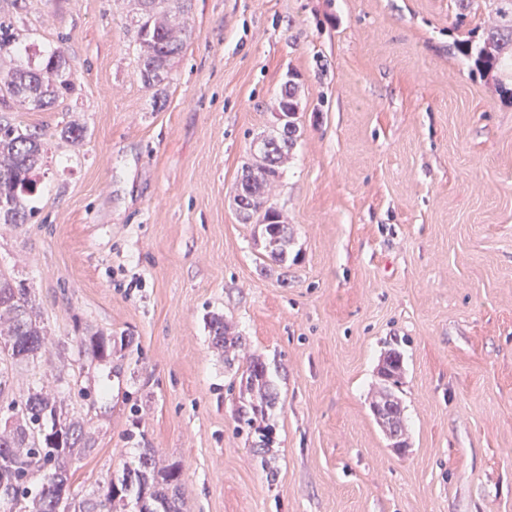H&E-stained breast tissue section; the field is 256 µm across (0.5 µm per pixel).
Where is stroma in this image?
Returning a JSON list of instances; mask_svg holds the SVG:
<instances>
[{
	"label": "stroma",
	"mask_w": 512,
	"mask_h": 512,
	"mask_svg": "<svg viewBox=\"0 0 512 512\" xmlns=\"http://www.w3.org/2000/svg\"><path fill=\"white\" fill-rule=\"evenodd\" d=\"M457 0H192L165 89L143 84L130 0H34L29 56L63 46L76 94L20 112L50 133L36 215L0 224V268L49 344L36 371L94 448L83 498L153 449L184 512H512V58L463 52ZM298 88L269 199L288 261L233 202ZM85 129L80 145L56 138ZM241 345L226 351L208 324ZM125 337L79 358L78 337ZM405 445L370 403L389 349ZM277 392L262 449L237 428L246 363Z\"/></svg>",
	"instance_id": "obj_1"
}]
</instances>
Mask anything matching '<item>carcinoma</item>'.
<instances>
[{
  "mask_svg": "<svg viewBox=\"0 0 512 512\" xmlns=\"http://www.w3.org/2000/svg\"><path fill=\"white\" fill-rule=\"evenodd\" d=\"M12 12H0V224H23L32 213V193L38 171L46 163L44 130L29 127L13 116L15 106L42 110L71 98L77 90L73 66L62 46L50 50L31 66L20 63L27 41L33 35L28 21L30 0H10ZM491 23L483 29L482 42L475 47L479 67L488 71L500 55L512 52V0H492ZM137 64L143 83L159 87L170 80L171 61L184 46L189 29L186 0H137ZM278 111L288 115V135L275 127L263 135L265 143L254 161L242 167L235 186L234 202L242 223L258 224L269 256L281 264L288 260V227L280 213L269 204L267 187L280 177L279 165L294 144L297 132L298 101L295 87L285 82L280 91ZM85 129L64 123L56 135L79 144ZM41 315L29 289L0 268V403L9 412L0 427V512H24L22 501L32 499L30 512H58V488L69 483L67 464L90 450L94 443L86 436L79 420L66 415L62 386L70 382L53 375L56 385L30 387L21 398L9 397L7 377L44 348L45 331ZM215 345L236 348L239 338L226 333L224 321L210 322ZM109 338L89 336L79 339L77 353L96 357ZM383 387L371 403L375 409H393L391 426L403 433L402 410L392 392L402 374L401 353L395 349L384 356L378 369ZM247 403L238 407L235 419L240 429L258 434L262 447H268L272 428L255 425L256 416H265L275 404L268 370L262 361L252 359L242 373ZM133 496L139 512H182L181 471L172 467L156 469L153 449L148 448L133 464L123 467L119 483L109 482L100 495L66 504L73 512H112L116 498Z\"/></svg>",
  "mask_w": 512,
  "mask_h": 512,
  "instance_id": "cac0c4a2",
  "label": "carcinoma"
}]
</instances>
